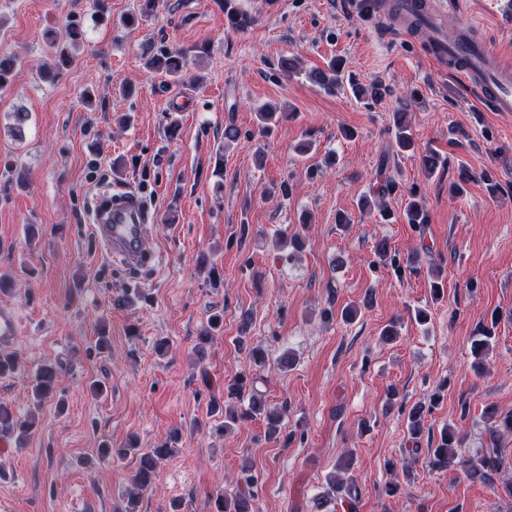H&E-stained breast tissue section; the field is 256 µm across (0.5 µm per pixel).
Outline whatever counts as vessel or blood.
Returning a JSON list of instances; mask_svg holds the SVG:
<instances>
[{"mask_svg":"<svg viewBox=\"0 0 512 512\" xmlns=\"http://www.w3.org/2000/svg\"><path fill=\"white\" fill-rule=\"evenodd\" d=\"M438 57L463 83L476 88L490 111L512 112V63L496 51L479 42L443 39ZM147 220L137 196L126 194L113 203L107 221L93 224L92 233L108 258L133 265L143 256Z\"/></svg>","mask_w":512,"mask_h":512,"instance_id":"1","label":"vessel or blood"}]
</instances>
